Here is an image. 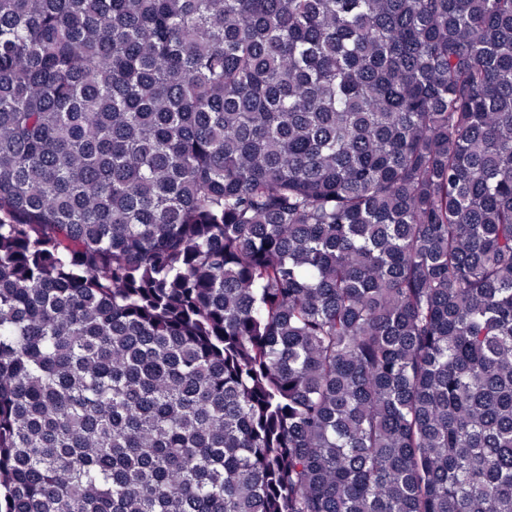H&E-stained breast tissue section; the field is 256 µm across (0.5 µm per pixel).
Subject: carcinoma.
Instances as JSON below:
<instances>
[{"mask_svg": "<svg viewBox=\"0 0 512 512\" xmlns=\"http://www.w3.org/2000/svg\"><path fill=\"white\" fill-rule=\"evenodd\" d=\"M0 512H512V0H0Z\"/></svg>", "mask_w": 512, "mask_h": 512, "instance_id": "1", "label": "carcinoma"}]
</instances>
